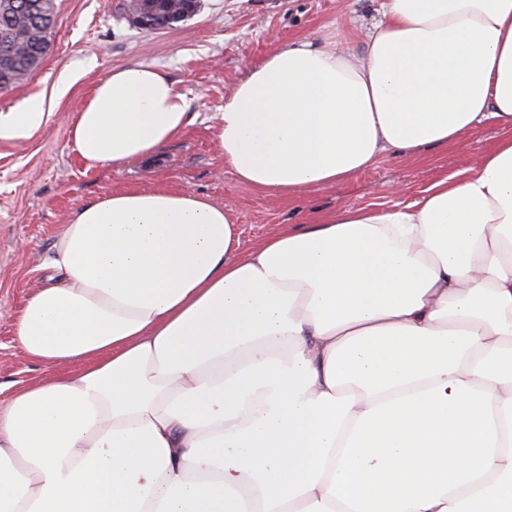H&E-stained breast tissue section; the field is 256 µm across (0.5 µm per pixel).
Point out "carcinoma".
<instances>
[{
	"instance_id": "carcinoma-1",
	"label": "carcinoma",
	"mask_w": 512,
	"mask_h": 512,
	"mask_svg": "<svg viewBox=\"0 0 512 512\" xmlns=\"http://www.w3.org/2000/svg\"><path fill=\"white\" fill-rule=\"evenodd\" d=\"M56 25L55 0H11L0 9V47L20 59L6 79L14 85L34 72L45 57Z\"/></svg>"
}]
</instances>
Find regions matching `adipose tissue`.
Segmentation results:
<instances>
[{
	"mask_svg": "<svg viewBox=\"0 0 512 512\" xmlns=\"http://www.w3.org/2000/svg\"><path fill=\"white\" fill-rule=\"evenodd\" d=\"M489 119L512 127V0H384L361 53L252 65L216 142L281 196ZM45 120L37 99L1 112L0 140ZM191 122L165 71L131 64L71 144L119 169ZM42 267L13 331L60 372L0 404V512H512V135L411 204L245 253L208 196L115 191Z\"/></svg>",
	"mask_w": 512,
	"mask_h": 512,
	"instance_id": "obj_1",
	"label": "adipose tissue"
}]
</instances>
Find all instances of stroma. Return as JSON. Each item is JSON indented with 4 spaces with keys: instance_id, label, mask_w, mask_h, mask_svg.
<instances>
[{
    "instance_id": "35a3bbf8",
    "label": "stroma",
    "mask_w": 512,
    "mask_h": 512,
    "mask_svg": "<svg viewBox=\"0 0 512 512\" xmlns=\"http://www.w3.org/2000/svg\"><path fill=\"white\" fill-rule=\"evenodd\" d=\"M380 0H199L176 27L139 26L121 0H57L49 51L31 76L0 91V112L31 97L48 121L29 137L0 140V403L11 392L52 375L16 344L12 322L43 282L40 258L78 208L113 191H191L222 205L237 226L239 248L343 208L413 203L422 190L459 177L505 137L487 120L445 147L382 155L354 178L286 196L239 184L215 137L224 99L248 68L298 41H345L361 50ZM136 63L166 71L187 101L192 123L151 164L86 169L70 128L95 86L112 70Z\"/></svg>"
}]
</instances>
